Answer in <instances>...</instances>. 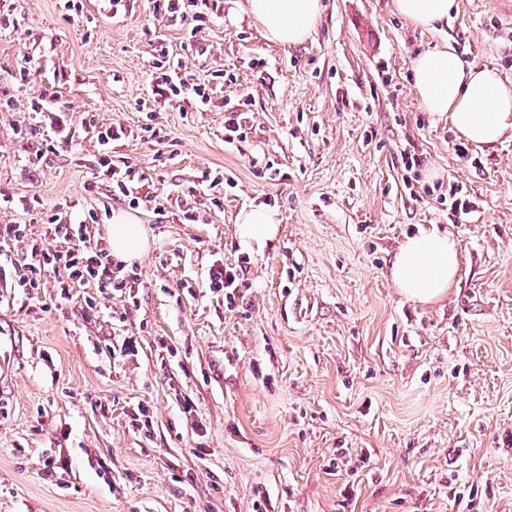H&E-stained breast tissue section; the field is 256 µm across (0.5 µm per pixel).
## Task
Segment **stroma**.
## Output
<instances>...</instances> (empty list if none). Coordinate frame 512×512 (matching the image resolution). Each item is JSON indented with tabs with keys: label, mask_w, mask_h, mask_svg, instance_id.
Wrapping results in <instances>:
<instances>
[{
	"label": "stroma",
	"mask_w": 512,
	"mask_h": 512,
	"mask_svg": "<svg viewBox=\"0 0 512 512\" xmlns=\"http://www.w3.org/2000/svg\"><path fill=\"white\" fill-rule=\"evenodd\" d=\"M321 3L311 39L283 48L246 0H224L193 38L151 0L115 14L82 0L75 16L65 0H16L0 33V190L18 207L0 225L59 246L46 215L94 213L104 240L103 212L121 204L91 176L89 122H119L131 134L112 154L143 181L149 248L124 268L130 289L66 301L53 276L31 291L0 278V512H512V134L461 146L412 70L446 41L512 80V13L455 0L422 30L394 0ZM160 43L185 83L165 103ZM41 55L51 69L20 79ZM50 96L77 134L52 151L28 118ZM232 111L244 137L229 145ZM219 171L213 196L196 193ZM453 186L471 214L451 210ZM252 207L277 221L260 249L236 235ZM431 228L456 238L458 280L414 304L390 263ZM244 257L229 309L205 278Z\"/></svg>",
	"instance_id": "obj_1"
}]
</instances>
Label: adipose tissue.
<instances>
[{
	"mask_svg": "<svg viewBox=\"0 0 512 512\" xmlns=\"http://www.w3.org/2000/svg\"><path fill=\"white\" fill-rule=\"evenodd\" d=\"M454 0H394L397 13L414 27L430 29L446 19ZM247 13L259 23L264 39L297 46L313 34L322 12L320 0H246ZM414 88L423 108L447 117L454 132L477 146L500 142L512 130V82L497 70L465 64L451 49L437 46L413 61ZM277 230L274 215L263 208L241 211L236 234L246 245L264 246ZM112 256L130 264L148 248L143 224L116 211L107 227ZM459 251L451 236L422 230L398 248L390 277L408 301L430 304L444 298L457 282Z\"/></svg>",
	"mask_w": 512,
	"mask_h": 512,
	"instance_id": "adipose-tissue-1",
	"label": "adipose tissue"
}]
</instances>
